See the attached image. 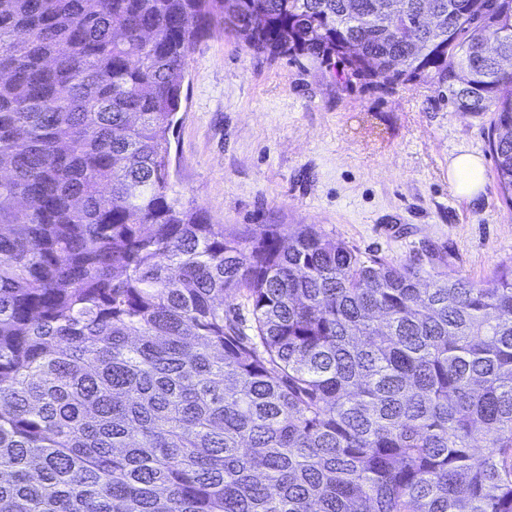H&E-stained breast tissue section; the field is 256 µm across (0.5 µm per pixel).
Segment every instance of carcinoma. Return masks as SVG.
<instances>
[{
    "instance_id": "1",
    "label": "carcinoma",
    "mask_w": 512,
    "mask_h": 512,
    "mask_svg": "<svg viewBox=\"0 0 512 512\" xmlns=\"http://www.w3.org/2000/svg\"><path fill=\"white\" fill-rule=\"evenodd\" d=\"M204 20L448 84L512 207V0H0V512H512V261L452 280L172 194Z\"/></svg>"
}]
</instances>
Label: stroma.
I'll return each instance as SVG.
<instances>
[{
    "mask_svg": "<svg viewBox=\"0 0 512 512\" xmlns=\"http://www.w3.org/2000/svg\"><path fill=\"white\" fill-rule=\"evenodd\" d=\"M182 97L172 181L211 223L314 224L362 257L477 283L512 260V209L493 179L468 199L448 177L466 151L492 171L490 116L455 111L437 79L348 86L326 64L254 50L214 23Z\"/></svg>",
    "mask_w": 512,
    "mask_h": 512,
    "instance_id": "35a3bbf8",
    "label": "stroma"
}]
</instances>
